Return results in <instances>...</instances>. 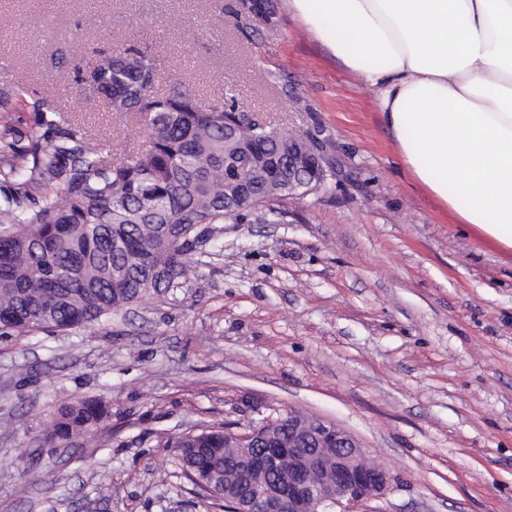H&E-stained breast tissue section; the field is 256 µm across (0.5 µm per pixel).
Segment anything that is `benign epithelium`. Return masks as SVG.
Here are the masks:
<instances>
[{"mask_svg": "<svg viewBox=\"0 0 512 512\" xmlns=\"http://www.w3.org/2000/svg\"><path fill=\"white\" fill-rule=\"evenodd\" d=\"M322 147L295 136L288 141V195H304L325 176ZM288 440L281 419L268 420L244 434L224 432L225 451L241 467L213 478L224 487L231 512H350V506L385 494L391 476L367 462L349 432L295 411Z\"/></svg>", "mask_w": 512, "mask_h": 512, "instance_id": "benign-epithelium-1", "label": "benign epithelium"}]
</instances>
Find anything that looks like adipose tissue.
<instances>
[{
    "label": "adipose tissue",
    "instance_id": "adipose-tissue-1",
    "mask_svg": "<svg viewBox=\"0 0 512 512\" xmlns=\"http://www.w3.org/2000/svg\"><path fill=\"white\" fill-rule=\"evenodd\" d=\"M372 91L402 164L512 248V0H285Z\"/></svg>",
    "mask_w": 512,
    "mask_h": 512
}]
</instances>
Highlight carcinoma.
<instances>
[{
	"instance_id": "cac0c4a2",
	"label": "carcinoma",
	"mask_w": 512,
	"mask_h": 512,
	"mask_svg": "<svg viewBox=\"0 0 512 512\" xmlns=\"http://www.w3.org/2000/svg\"><path fill=\"white\" fill-rule=\"evenodd\" d=\"M158 60L141 49L99 53L87 82L110 112L131 114L145 148L122 160L97 135L68 127L20 151L0 135V338L93 325L150 294L181 288L201 260L187 238L195 224L236 220L231 202L244 183L269 204L288 198L285 129L263 125L260 141L224 161V131L249 117L172 83L155 97ZM96 400L59 406L50 436L58 443L103 419ZM188 474L224 469V430L172 443Z\"/></svg>"
}]
</instances>
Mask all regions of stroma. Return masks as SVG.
<instances>
[{"mask_svg": "<svg viewBox=\"0 0 512 512\" xmlns=\"http://www.w3.org/2000/svg\"><path fill=\"white\" fill-rule=\"evenodd\" d=\"M271 3L0 0V127L43 134L46 96L113 157L139 151L138 120L85 82L96 51L133 46L161 63L154 95L183 82L328 162L280 223L221 224L184 287L0 341V512H223L170 440L291 410L392 475L356 512H512V249L431 202L363 82ZM82 399L105 405L98 428L49 443L54 410Z\"/></svg>", "mask_w": 512, "mask_h": 512, "instance_id": "stroma-1", "label": "stroma"}]
</instances>
